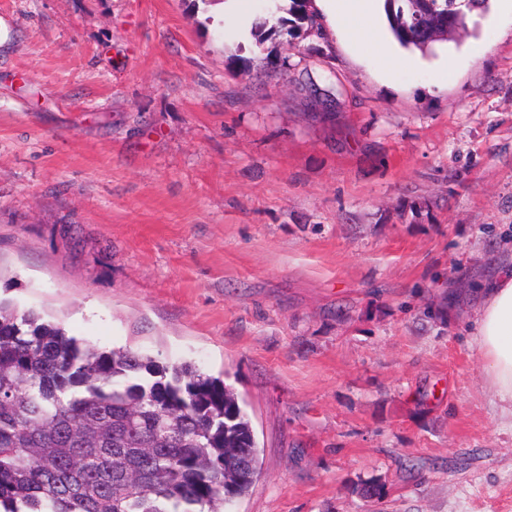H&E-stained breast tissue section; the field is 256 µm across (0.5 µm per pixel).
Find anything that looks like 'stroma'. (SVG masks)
<instances>
[{
	"instance_id": "35a3bbf8",
	"label": "stroma",
	"mask_w": 512,
	"mask_h": 512,
	"mask_svg": "<svg viewBox=\"0 0 512 512\" xmlns=\"http://www.w3.org/2000/svg\"><path fill=\"white\" fill-rule=\"evenodd\" d=\"M222 2L0 0V296L232 387L233 512H512L470 336L512 254V15L439 83L325 0L318 37L248 0L261 43ZM378 0H337L334 2L335 15L344 22L353 35L358 49L381 57L389 69L416 67L418 62L400 54L393 47L373 39L372 32L379 20L375 2Z\"/></svg>"
}]
</instances>
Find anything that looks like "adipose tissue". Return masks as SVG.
Masks as SVG:
<instances>
[{"instance_id": "adipose-tissue-1", "label": "adipose tissue", "mask_w": 512, "mask_h": 512, "mask_svg": "<svg viewBox=\"0 0 512 512\" xmlns=\"http://www.w3.org/2000/svg\"><path fill=\"white\" fill-rule=\"evenodd\" d=\"M334 11L358 49L378 55L391 69L415 67V60L373 39L379 20L376 0H335ZM474 342L491 395L512 408V267L497 271L483 290L474 319Z\"/></svg>"}]
</instances>
